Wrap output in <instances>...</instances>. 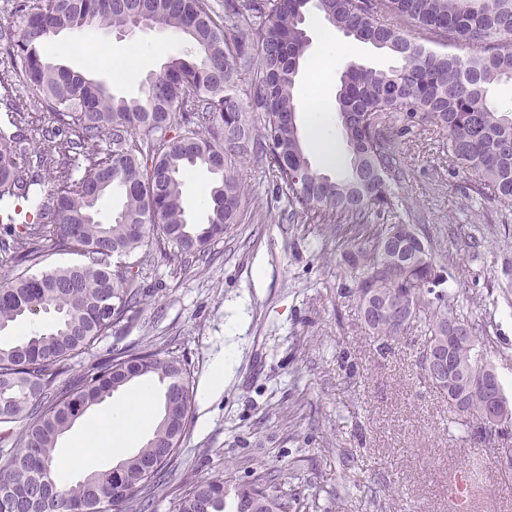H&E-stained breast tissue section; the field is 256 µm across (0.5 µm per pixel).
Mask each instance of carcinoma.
<instances>
[{"instance_id": "carcinoma-1", "label": "carcinoma", "mask_w": 512, "mask_h": 512, "mask_svg": "<svg viewBox=\"0 0 512 512\" xmlns=\"http://www.w3.org/2000/svg\"><path fill=\"white\" fill-rule=\"evenodd\" d=\"M19 32L0 30L22 95L0 73V212L22 203L38 215L31 224H6L0 258L20 270L0 281V332L31 329L0 342V428L12 440L0 465V504L8 512H149L150 495L165 484L194 404L190 374L174 356L113 346L106 358L75 378L69 361L103 336L127 327L151 296L142 278L157 253L184 264L224 235L241 217L238 173L248 157L261 159L288 199V220L345 230L339 238L365 332L382 350L407 341L424 320L423 351L445 335L449 319L468 328L460 356L487 368L482 326L442 288L444 266L414 225L398 215L391 183L404 176L392 136L408 138L430 125L442 132L448 159L475 176L477 194L512 203V110L491 96L512 81V0H17ZM369 44L396 62L387 69L349 64L336 93L346 144L345 167L331 174L306 151L297 116V76L309 39L307 19ZM137 22L171 30L192 44L146 79L141 99L116 97L99 81L49 62L42 43L86 27L126 30ZM415 23L443 41L448 52L415 42ZM481 45L479 53L454 49ZM250 91L241 99L236 79ZM33 101L53 113L40 126ZM262 114L252 124L249 113ZM403 124L390 127L391 114ZM43 148L33 150V135ZM108 145L101 148L102 137ZM204 168L206 222L191 218L183 181ZM118 194L112 221L98 205ZM394 217L377 224L373 216ZM75 254L78 264L31 270L53 254ZM413 298L417 309L397 329L371 321L367 306L382 298ZM44 323L33 326L38 317ZM152 382L162 413L151 437L119 461V471L54 480L61 437L112 394L137 380ZM448 428L466 445L498 456L512 441V419L496 433L485 427L479 400L464 412L449 403ZM288 512V495L270 481L230 484L221 476L184 482L177 512Z\"/></svg>"}]
</instances>
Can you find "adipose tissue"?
<instances>
[{"instance_id": "obj_1", "label": "adipose tissue", "mask_w": 512, "mask_h": 512, "mask_svg": "<svg viewBox=\"0 0 512 512\" xmlns=\"http://www.w3.org/2000/svg\"><path fill=\"white\" fill-rule=\"evenodd\" d=\"M151 401L144 385L132 387L122 404L113 408L111 418L92 420L74 448L57 457L55 472H70L76 464L91 468L98 459L113 456L119 443L135 440L149 420L146 409Z\"/></svg>"}]
</instances>
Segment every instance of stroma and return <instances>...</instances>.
<instances>
[{"mask_svg":"<svg viewBox=\"0 0 512 512\" xmlns=\"http://www.w3.org/2000/svg\"><path fill=\"white\" fill-rule=\"evenodd\" d=\"M307 29L304 97L337 89L340 73L323 60L349 44L318 16ZM129 40L146 61L120 83L96 68L98 54L118 43L116 31L64 32L43 53L108 83L115 95L138 98L168 56L191 51L158 28L136 30ZM161 42L167 48L159 55ZM67 44L81 45L84 57L64 52ZM399 149L407 176L394 191L443 255L447 286L465 314L483 325L488 360L512 399V207L478 197L437 132L423 131ZM240 175V223L184 265L149 259L144 274L155 290L130 327L71 362L78 375L119 343L176 357L199 387L215 358L229 356L232 372L218 396L195 402L176 467L151 512H175L184 478L218 475L234 484L272 481L287 492L289 512H307L315 498L320 512H455L451 488L467 464L478 467L468 512H512V470L488 451L458 447L448 432L447 398L418 378L421 328L380 351L348 294L353 283L335 230L289 223L288 201L261 161H244ZM474 236L480 248H471Z\"/></svg>","mask_w":512,"mask_h":512,"instance_id":"1","label":"stroma"}]
</instances>
